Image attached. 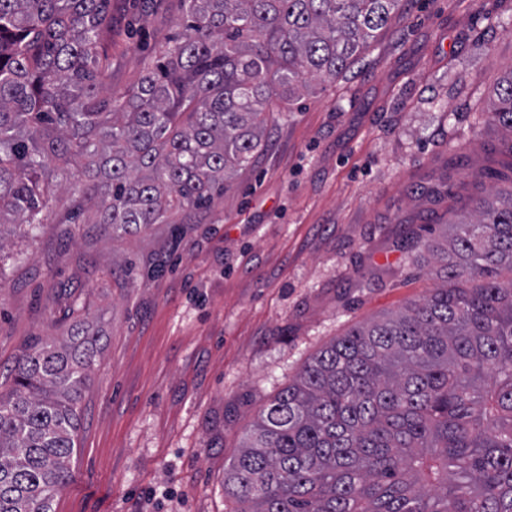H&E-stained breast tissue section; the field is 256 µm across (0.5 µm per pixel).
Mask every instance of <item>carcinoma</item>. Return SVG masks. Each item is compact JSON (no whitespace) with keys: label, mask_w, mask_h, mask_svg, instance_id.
I'll return each mask as SVG.
<instances>
[{"label":"carcinoma","mask_w":512,"mask_h":512,"mask_svg":"<svg viewBox=\"0 0 512 512\" xmlns=\"http://www.w3.org/2000/svg\"><path fill=\"white\" fill-rule=\"evenodd\" d=\"M407 0H181L130 94L102 46L111 0H0V251L71 166L88 214L133 235L212 203L270 112L334 83ZM486 121L512 133V69ZM442 282L352 328L264 407L224 471L247 512H512V189L422 244ZM94 341L21 359L0 394V512H51L71 479Z\"/></svg>","instance_id":"carcinoma-1"}]
</instances>
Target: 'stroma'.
<instances>
[{
    "label": "stroma",
    "mask_w": 512,
    "mask_h": 512,
    "mask_svg": "<svg viewBox=\"0 0 512 512\" xmlns=\"http://www.w3.org/2000/svg\"><path fill=\"white\" fill-rule=\"evenodd\" d=\"M491 15L512 0H409L346 79L271 113L210 207L115 237L58 193L11 238L0 392L75 321L99 349L54 512H231L224 469L260 409L352 325L436 288L421 241L512 187V137L479 119L512 69ZM180 20V0H112V92Z\"/></svg>",
    "instance_id": "1"
}]
</instances>
